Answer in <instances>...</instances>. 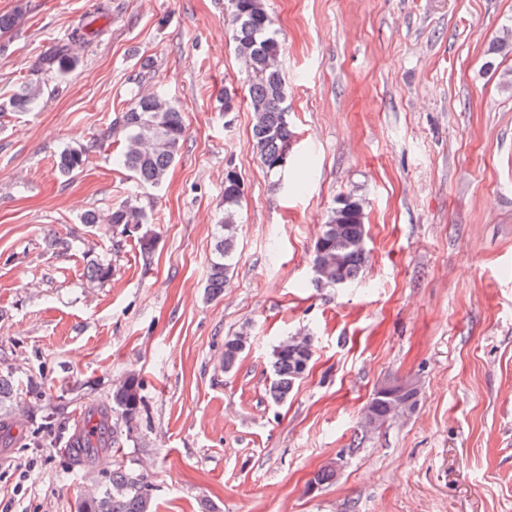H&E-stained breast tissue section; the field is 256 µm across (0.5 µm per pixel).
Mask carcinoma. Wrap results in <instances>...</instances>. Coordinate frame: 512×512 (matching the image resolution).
<instances>
[{
	"label": "carcinoma",
	"mask_w": 512,
	"mask_h": 512,
	"mask_svg": "<svg viewBox=\"0 0 512 512\" xmlns=\"http://www.w3.org/2000/svg\"><path fill=\"white\" fill-rule=\"evenodd\" d=\"M233 42L235 52L251 73L246 91V105L252 113L253 149L269 171L283 166L288 156L292 131L288 124L285 101L288 86L281 71L283 45L276 36L274 21L265 9L263 0H232ZM85 24L68 31L56 51L40 58L34 74L62 78L78 60L77 52L88 43ZM43 90L38 79L23 82L5 104H0V118L9 112H29ZM121 131L125 147L118 162L145 186L158 187L167 177L171 166L181 152L185 141L183 112L159 93L135 94L128 106L115 114L109 131ZM99 139L87 145H77L61 152L58 169L69 175L84 167L88 154L98 146ZM242 188L238 175L229 171L224 178V233L215 245L216 258L212 261L207 279L209 294L217 297L232 271L235 258L238 217ZM365 202L354 194L338 201L323 226L314 247L312 281L318 288H336L358 279L368 262L367 231L364 224ZM104 222L112 232L126 236L148 223L144 210L126 201L109 210L105 218L95 213L84 217L85 224ZM91 283H104L112 278V265L97 259L89 261L86 270ZM248 343L241 332L224 339V369L236 364L239 354ZM312 358L311 342L306 336H292L281 341L273 350L271 362L273 379L270 398L281 402L287 398L298 380L306 372ZM418 390L411 389L400 398L388 390H378L366 407L363 428L375 430L385 422L417 405ZM0 433L8 436L12 430L24 433L31 419V407L20 396L9 369H0ZM100 417L96 440L78 441L74 437L69 447L74 459L91 462L100 454L110 453L139 433L149 421L148 408L139 375L127 373L112 385L107 401L89 411L88 419ZM78 512H153L152 485L148 476L124 465H115L95 490L80 502Z\"/></svg>",
	"instance_id": "carcinoma-1"
}]
</instances>
